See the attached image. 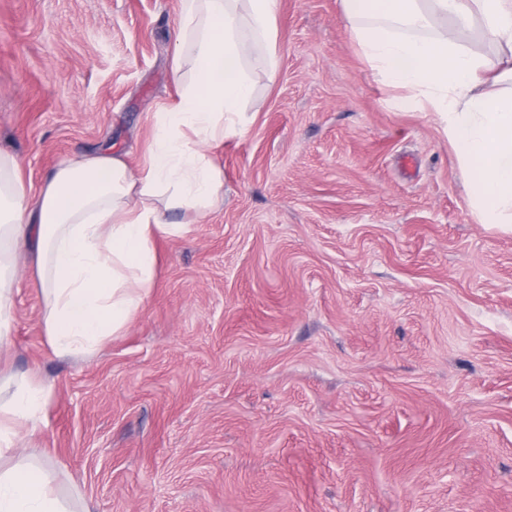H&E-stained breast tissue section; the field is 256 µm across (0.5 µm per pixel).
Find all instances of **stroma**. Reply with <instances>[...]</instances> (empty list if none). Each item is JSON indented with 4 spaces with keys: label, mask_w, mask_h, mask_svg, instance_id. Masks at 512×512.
<instances>
[{
    "label": "stroma",
    "mask_w": 512,
    "mask_h": 512,
    "mask_svg": "<svg viewBox=\"0 0 512 512\" xmlns=\"http://www.w3.org/2000/svg\"><path fill=\"white\" fill-rule=\"evenodd\" d=\"M180 0H0V149L139 166L193 74ZM275 68L173 211L141 311L59 356L33 272L0 405L50 394L0 469L68 512H512V226L480 223L439 113L383 82L342 0H277ZM181 62H174V55Z\"/></svg>",
    "instance_id": "obj_1"
}]
</instances>
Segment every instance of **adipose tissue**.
<instances>
[{
	"label": "adipose tissue",
	"instance_id": "1",
	"mask_svg": "<svg viewBox=\"0 0 512 512\" xmlns=\"http://www.w3.org/2000/svg\"><path fill=\"white\" fill-rule=\"evenodd\" d=\"M232 0H181L180 30L194 56L191 81L155 117L145 164L131 167L108 152L62 161L30 199L17 156L0 152V349L8 346L12 289L20 262L47 291L44 329L56 354L100 346L142 309L153 284L158 236L182 227L168 212L205 215L224 187L207 155L242 130L240 107L252 94L241 67L247 44L236 33ZM347 13L375 17L351 36L372 69L393 86L419 92L444 120V132L471 185L480 223H512V0H344ZM413 28L407 36L393 23ZM440 25L431 37L426 28ZM479 27L507 59L493 76L459 39ZM49 395L32 381L0 407V457L22 430H36ZM0 512H65L41 470L0 473Z\"/></svg>",
	"mask_w": 512,
	"mask_h": 512
}]
</instances>
